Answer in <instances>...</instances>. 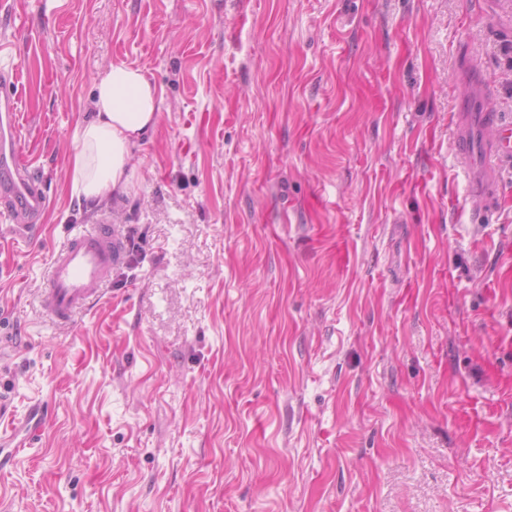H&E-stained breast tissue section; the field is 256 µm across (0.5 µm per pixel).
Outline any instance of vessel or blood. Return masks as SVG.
I'll list each match as a JSON object with an SVG mask.
<instances>
[{
    "mask_svg": "<svg viewBox=\"0 0 512 512\" xmlns=\"http://www.w3.org/2000/svg\"><path fill=\"white\" fill-rule=\"evenodd\" d=\"M17 82L16 69L0 70V208L14 226L26 229L45 222L48 200L35 168L20 153ZM454 125L456 152L475 180L477 198L484 205L495 202L499 166L512 161V122L491 112H460ZM487 128L496 129L494 140L483 138ZM125 253L123 238L109 225L75 227L50 257L41 308L57 323H70L103 298Z\"/></svg>",
    "mask_w": 512,
    "mask_h": 512,
    "instance_id": "obj_1",
    "label": "vessel or blood"
}]
</instances>
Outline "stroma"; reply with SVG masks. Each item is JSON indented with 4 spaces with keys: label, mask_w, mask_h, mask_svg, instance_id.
<instances>
[{
    "label": "stroma",
    "mask_w": 512,
    "mask_h": 512,
    "mask_svg": "<svg viewBox=\"0 0 512 512\" xmlns=\"http://www.w3.org/2000/svg\"><path fill=\"white\" fill-rule=\"evenodd\" d=\"M45 223L0 220V512H512V165L477 203L452 116L512 117V0H5ZM142 69L136 185L70 193L94 83ZM141 247L70 324L74 225Z\"/></svg>",
    "instance_id": "35a3bbf8"
}]
</instances>
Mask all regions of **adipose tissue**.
<instances>
[{
	"label": "adipose tissue",
	"instance_id": "obj_1",
	"mask_svg": "<svg viewBox=\"0 0 512 512\" xmlns=\"http://www.w3.org/2000/svg\"><path fill=\"white\" fill-rule=\"evenodd\" d=\"M156 91L141 69L112 65L94 85L93 117L76 138L71 194L97 203L109 194L130 192L135 166L132 147L158 120Z\"/></svg>",
	"mask_w": 512,
	"mask_h": 512
}]
</instances>
